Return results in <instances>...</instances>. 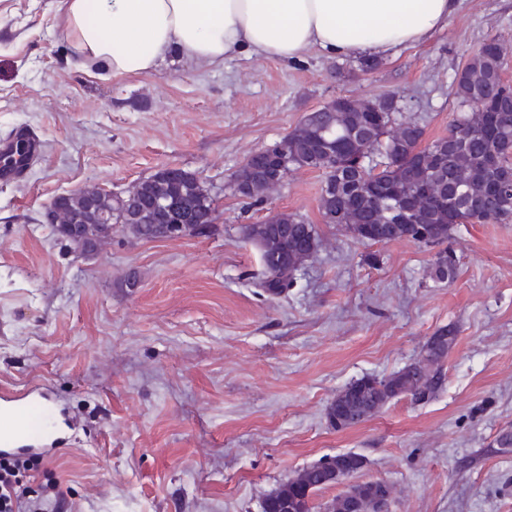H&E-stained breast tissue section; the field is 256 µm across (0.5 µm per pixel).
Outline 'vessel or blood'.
Wrapping results in <instances>:
<instances>
[{
  "mask_svg": "<svg viewBox=\"0 0 512 512\" xmlns=\"http://www.w3.org/2000/svg\"><path fill=\"white\" fill-rule=\"evenodd\" d=\"M43 157L40 137L20 128L0 137V183L26 176ZM52 393L38 386L20 393L0 390V454L24 448L33 452L55 449L59 436L50 434L53 422Z\"/></svg>",
  "mask_w": 512,
  "mask_h": 512,
  "instance_id": "b4317fda",
  "label": "vessel or blood"
}]
</instances>
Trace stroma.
<instances>
[{
  "instance_id": "stroma-1",
  "label": "stroma",
  "mask_w": 512,
  "mask_h": 512,
  "mask_svg": "<svg viewBox=\"0 0 512 512\" xmlns=\"http://www.w3.org/2000/svg\"><path fill=\"white\" fill-rule=\"evenodd\" d=\"M492 36L512 86V0H461L368 73L312 49L112 77L77 65L61 0H0V136L24 126L45 141L25 179L0 184V386L50 383L77 426L39 480H21L26 495L50 479L67 512H261L301 470L354 451L368 460L359 480L391 486L389 512H512V451L498 444L512 430V221L455 226L456 274L439 281L434 249L324 223L319 171H290L258 201L233 187L249 155L339 97L395 96L426 140L446 135L456 76ZM163 166L211 188L214 232L118 231L91 256L53 235L55 196L120 192ZM282 212L321 244L270 298L252 285L260 253L245 230ZM442 327L455 341L432 400L329 425L339 392L415 361Z\"/></svg>"
}]
</instances>
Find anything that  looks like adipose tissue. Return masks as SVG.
Instances as JSON below:
<instances>
[{
	"instance_id": "adipose-tissue-1",
	"label": "adipose tissue",
	"mask_w": 512,
	"mask_h": 512,
	"mask_svg": "<svg viewBox=\"0 0 512 512\" xmlns=\"http://www.w3.org/2000/svg\"><path fill=\"white\" fill-rule=\"evenodd\" d=\"M460 0H63L80 63L115 76L156 71L170 55L200 68L245 55L383 58L425 42Z\"/></svg>"
}]
</instances>
